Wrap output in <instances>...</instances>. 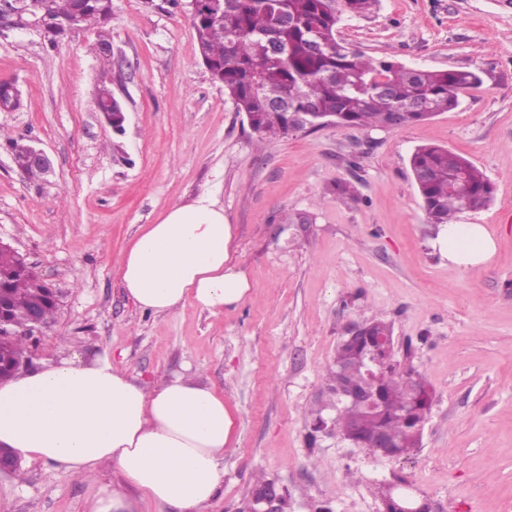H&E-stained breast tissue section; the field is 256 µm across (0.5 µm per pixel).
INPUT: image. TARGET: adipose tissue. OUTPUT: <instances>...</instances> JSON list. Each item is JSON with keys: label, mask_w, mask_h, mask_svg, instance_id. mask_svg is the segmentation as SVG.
<instances>
[{"label": "adipose tissue", "mask_w": 512, "mask_h": 512, "mask_svg": "<svg viewBox=\"0 0 512 512\" xmlns=\"http://www.w3.org/2000/svg\"><path fill=\"white\" fill-rule=\"evenodd\" d=\"M449 265L488 263L497 245L481 224H446L434 242ZM118 272L140 309L168 315L191 302L218 313L252 291L234 245V227L212 194L171 206L122 253ZM235 416L223 395L194 375L148 384L109 354L63 356L0 384V445L90 480V512H207L224 484V454Z\"/></svg>", "instance_id": "adipose-tissue-1"}]
</instances>
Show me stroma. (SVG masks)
<instances>
[{
    "instance_id": "obj_1",
    "label": "stroma",
    "mask_w": 512,
    "mask_h": 512,
    "mask_svg": "<svg viewBox=\"0 0 512 512\" xmlns=\"http://www.w3.org/2000/svg\"><path fill=\"white\" fill-rule=\"evenodd\" d=\"M106 30L108 57L92 28L55 46L0 32V81L22 92L18 110L0 112V240L59 295L27 339V368L107 351L146 381L199 374L236 416L208 512H249L261 478L287 497L285 512H382L384 489L402 483L433 512H512V0H376L344 18L340 39L364 57L481 83L420 123H330L260 145L202 64L186 5L112 0ZM103 80L125 107L123 132L96 106ZM16 142L47 153L44 179L15 165ZM424 144L493 184L487 206L458 215L498 242L482 267H451L432 245L409 163ZM208 192L235 226L254 293L216 314L191 302L168 316L139 309L120 253ZM371 318L392 323L395 359L433 390L421 445L401 457L311 432L337 344ZM92 492L39 460L0 472V512H88Z\"/></svg>"
}]
</instances>
